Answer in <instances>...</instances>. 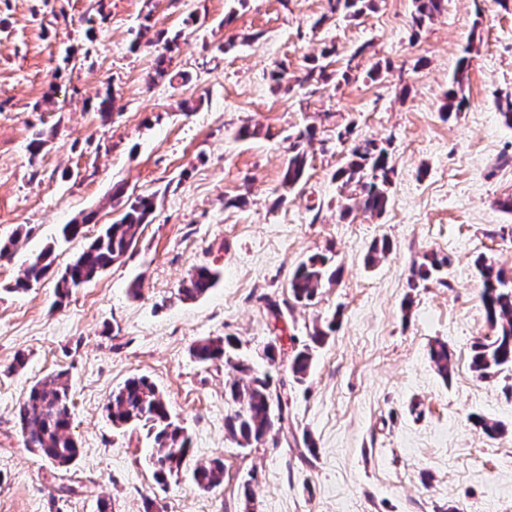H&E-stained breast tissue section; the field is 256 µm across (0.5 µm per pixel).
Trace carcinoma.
Wrapping results in <instances>:
<instances>
[{
    "mask_svg": "<svg viewBox=\"0 0 512 512\" xmlns=\"http://www.w3.org/2000/svg\"><path fill=\"white\" fill-rule=\"evenodd\" d=\"M374 0H327L328 13L319 18L327 21L335 14L356 18L372 9ZM411 26L420 30L432 18L445 10V0H412ZM157 54L151 79H163L168 75L171 53L176 39L168 38L159 31L152 41ZM471 47L464 49L452 77L451 88L442 111L450 116L461 111L466 104L465 80ZM314 137V129L306 127L289 137L281 187L291 190L304 178L309 166L305 144ZM394 173L392 157L387 150L371 140H363L352 146L345 163L336 170L333 179L341 188L353 186L358 193L347 197V211L360 209L381 214L388 204L387 186ZM155 195L126 194L125 187L116 184L112 188V201L121 207V216L96 237L70 263L57 278L55 293L57 303H62L72 289L80 288L102 274L119 261L137 241L144 224L148 223L155 209ZM95 215L89 213L62 228L63 237L74 239L84 225L91 223ZM391 250L389 241L374 243L366 255V263L374 265L386 257ZM50 252L37 256L16 280L15 290H25L41 281L49 273L52 261ZM330 258L312 255L301 262L293 272L289 288L298 302H309L316 297L324 284L336 282V271L329 267ZM450 264L449 257L436 253L425 254L412 270L410 287L416 281L428 280L442 272ZM477 270L483 284L481 294L486 320L492 330L489 340L473 346L472 370L481 378H489L499 370L512 366V279L501 268L483 259L477 260ZM219 272L207 265L195 268L182 287L179 295L185 299L204 296L214 288ZM236 342L224 339H206L192 349L193 356L201 363L223 361L243 377L226 385L228 399L238 405L224 418V427L230 438L240 448L259 444L275 429V422L285 417L274 418V403L281 399L273 389L269 375H257L252 368L235 357ZM430 360L443 378L452 372V354L448 343L436 341L429 347ZM312 349L304 346L296 351L289 362V370L297 382H302L310 371ZM69 377L66 372L51 373L38 381L28 392L19 407L18 425L26 447L38 452L54 466L67 467L79 456L80 448L71 433V411L69 407ZM105 410L115 426L145 421L155 429L154 442L158 446L153 462L157 482L179 475L190 450V439L184 427L171 419L167 404L157 387L144 377H131L112 393ZM192 482L203 491H211L224 482V463L214 459L208 464L197 465L192 471Z\"/></svg>",
    "mask_w": 512,
    "mask_h": 512,
    "instance_id": "carcinoma-1",
    "label": "carcinoma"
}]
</instances>
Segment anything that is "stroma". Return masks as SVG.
Listing matches in <instances>:
<instances>
[{
    "instance_id": "obj_1",
    "label": "stroma",
    "mask_w": 512,
    "mask_h": 512,
    "mask_svg": "<svg viewBox=\"0 0 512 512\" xmlns=\"http://www.w3.org/2000/svg\"><path fill=\"white\" fill-rule=\"evenodd\" d=\"M374 3L325 22L326 0H244L233 12L229 0H0V239L16 240L0 258V512H98L103 500L145 512L149 499L154 512H512V368L488 379L470 368L491 333L475 262L512 272V214L497 205L512 195V129L496 103L512 95V0H446L419 30L412 0ZM145 22L178 39L171 80L149 83L152 48H131ZM469 44L468 103L447 118ZM329 47L324 81H271L280 65L303 74ZM107 90L115 108L103 120L94 105ZM243 126L252 134L241 139ZM305 126L315 129L310 166L285 194L288 137ZM347 127L393 158L382 215L340 213L332 175ZM37 129L50 137L34 159ZM118 183L156 197L133 248L62 305L51 276L14 291L41 252L62 269L118 219ZM89 211L96 223L63 240L62 225ZM382 238L390 253L367 266ZM430 252L451 259L442 279L410 286ZM316 253L332 255L339 278L295 302L291 273ZM200 265L220 271L218 284L180 298ZM331 319L335 333L294 383L288 358ZM224 336L288 405L286 428L248 448L224 429L235 371L191 353ZM437 339L453 354L446 380L429 359ZM272 342L273 368L263 356ZM57 371L70 375L80 446L65 470L25 448L16 426L31 386ZM132 376L154 382L187 428L191 465L223 460L220 487L155 481L148 427L114 428L104 411ZM478 416L505 433L486 437Z\"/></svg>"
}]
</instances>
